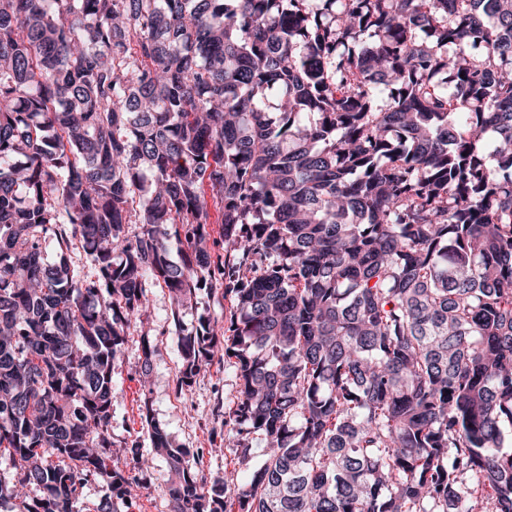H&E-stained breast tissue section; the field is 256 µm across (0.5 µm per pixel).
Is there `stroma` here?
Returning a JSON list of instances; mask_svg holds the SVG:
<instances>
[{
    "label": "stroma",
    "mask_w": 512,
    "mask_h": 512,
    "mask_svg": "<svg viewBox=\"0 0 512 512\" xmlns=\"http://www.w3.org/2000/svg\"><path fill=\"white\" fill-rule=\"evenodd\" d=\"M148 308L139 322L133 323L127 342L118 354L112 375L117 400L112 408V439L117 446L115 460L123 473L145 474L133 512H169L168 465L164 458L151 456L148 471L127 453L126 446L138 441L142 454H150L147 431L140 419V407L149 404L155 419L166 428L174 446L201 452L200 468L211 479L242 482L259 464L262 441H253L249 461L236 460L224 444V412L237 395L235 374L216 363L202 371L192 387L178 389L179 329H192L200 315L223 320L231 309L230 301L204 292L198 293L195 308L183 311L180 322H173V305L167 289L148 290ZM150 332L157 346L149 376L141 374V334Z\"/></svg>",
    "instance_id": "1"
}]
</instances>
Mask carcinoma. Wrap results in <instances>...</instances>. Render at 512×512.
Listing matches in <instances>:
<instances>
[{"instance_id": "cac0c4a2", "label": "carcinoma", "mask_w": 512, "mask_h": 512, "mask_svg": "<svg viewBox=\"0 0 512 512\" xmlns=\"http://www.w3.org/2000/svg\"><path fill=\"white\" fill-rule=\"evenodd\" d=\"M154 283L177 327L231 298L177 390L223 360L227 447L265 441L210 480L144 407L169 512H512V0H0V501L132 506L112 371ZM231 309L230 301L224 300L219 294L213 297L204 291L197 295L196 308L187 309L181 315L182 328L187 331L191 330L196 325V320L201 314H209L213 319L218 320L219 323L224 322V316L229 315Z\"/></svg>"}]
</instances>
